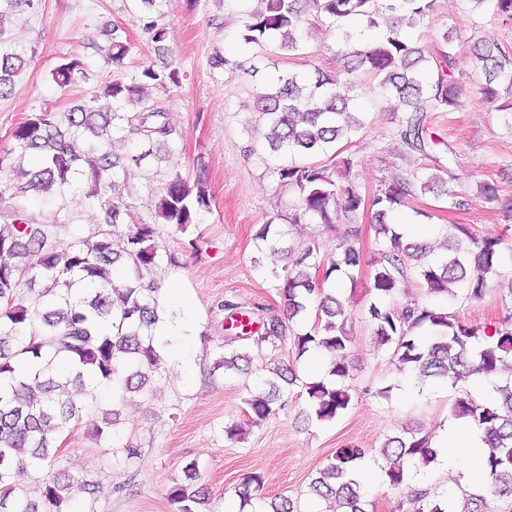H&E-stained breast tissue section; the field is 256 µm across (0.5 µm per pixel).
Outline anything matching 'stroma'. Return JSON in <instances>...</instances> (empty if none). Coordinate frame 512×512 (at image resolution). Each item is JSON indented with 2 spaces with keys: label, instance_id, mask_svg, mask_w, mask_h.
Instances as JSON below:
<instances>
[{
  "label": "stroma",
  "instance_id": "obj_1",
  "mask_svg": "<svg viewBox=\"0 0 512 512\" xmlns=\"http://www.w3.org/2000/svg\"><path fill=\"white\" fill-rule=\"evenodd\" d=\"M257 6V0H159L157 20L167 31L168 54L163 60L155 55L139 21L138 0H42L37 12L12 16L0 37L1 51L25 60L13 94L0 100V147H11L13 128L30 113L43 108L67 112L76 98L98 90L105 81L130 78L147 65L162 68L169 59L179 71V83L157 97L173 112L179 136L168 162L129 166L132 203L141 218L152 220L154 195L168 171L190 178L198 168L208 171L209 212L197 227L184 233L159 225L158 242L178 263L154 271L157 282L176 279L192 304L197 336L190 372L182 373L176 362L166 361L167 374L155 382L152 395L138 398L136 405L126 409L120 435L143 447L140 459L130 468L114 466L111 444L95 442L82 428L70 432L61 450L72 470L90 474L105 487L132 481L130 493L102 492L99 512H170L167 490L192 461L202 471L201 485L211 512H238V493L254 473L264 477L262 501L287 496L296 501L298 512H312L308 485L336 449L355 445L374 452L387 436L411 427L435 435L451 416V385H418L414 375L397 373L389 351L378 349L374 342L367 286L385 246L367 211L356 225L355 245L363 262L353 273L354 286L340 293L352 315L349 408L329 422L307 421L304 384L314 359L307 355L293 365L298 381L285 389V407L255 424L247 416L245 400L262 389L260 374L280 363V351L264 349L248 375L228 377L213 368L228 325L224 302L236 303L256 323L272 315L285 317L284 298L271 268L285 265L291 248L316 243L325 252L336 249V235L326 225L292 223L297 194L282 186L275 173L277 159L266 155L265 128L254 108V94L263 78L282 71L301 72L315 66L335 70L339 34L315 23L305 30V47L298 54L244 48L241 20ZM108 23L121 27L131 44L119 63L108 60L101 49V31ZM448 30L453 33L454 77L462 87V105L451 112L428 113L433 142L426 151L416 153L402 143L397 114L372 92L361 99L364 129L340 142L339 149L354 157L351 179L368 200L393 177L410 172L424 175L449 166L453 199L420 194L391 215L395 223L415 218L424 242L440 245L454 225L512 239V213L486 202L477 189L479 182L489 181L498 185L501 196L512 197V112H498L487 104L474 57L475 43L486 34L512 50V18L495 14L488 6L476 8L472 0H436L412 35L433 47ZM67 52L80 56L87 77L63 90L54 84L51 71ZM219 53L231 59H253L258 76L212 67L210 60ZM29 209L35 214L60 212L68 221L65 233L71 237L91 235L102 220L98 207L81 195L34 197ZM266 223L277 234L272 249L256 237ZM394 302L444 307L466 324L493 325L512 311V263L504 264L501 277L480 300L428 294L411 271ZM384 388L389 391L385 398L379 395ZM233 422L243 427V440L225 438L224 428ZM469 466L465 459L455 469L433 465L394 489L370 460L363 490L375 502V512H397L399 506L408 505L414 491L456 489ZM262 501L252 502L253 512H259Z\"/></svg>",
  "mask_w": 512,
  "mask_h": 512
}]
</instances>
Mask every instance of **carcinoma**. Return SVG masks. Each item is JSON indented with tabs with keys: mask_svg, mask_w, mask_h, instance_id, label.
<instances>
[{
	"mask_svg": "<svg viewBox=\"0 0 512 512\" xmlns=\"http://www.w3.org/2000/svg\"><path fill=\"white\" fill-rule=\"evenodd\" d=\"M142 22L151 34L154 49H165L167 32L153 16L157 0H140ZM263 7L244 13L242 40L259 48L300 52L305 25L310 18L338 27L342 47L337 51L341 68L335 72L314 69L279 75L257 95V111L268 126L267 149L288 160L276 168L278 179L298 193L299 224L308 218L340 232L336 251L323 252L313 244L290 253L292 267L284 269L282 296L288 319L315 310L313 326L287 336L277 318L261 329L246 328L234 311L223 304L240 331L225 337L224 353L213 370L248 374L250 355L238 352L245 343L257 351L266 345L289 346L298 360L311 351L332 356L328 378L305 384L308 419L331 421L352 401L346 381L350 378L348 350L351 343L348 312L334 286L360 266V251L349 243L352 223L365 198L349 181L352 157L334 151L364 127L355 101L358 84L346 76L358 70L376 80L379 93L402 112L400 138L413 152L428 145L427 113L457 109L460 88L452 78L456 60L452 35L445 32L431 50L406 36L404 29L419 25L429 16L434 0H260ZM38 0H0V37L5 21L18 11L34 12ZM366 21L381 31L368 50L352 45L349 21ZM107 56L120 62L130 47L116 25L105 30ZM481 90L485 99L498 104L499 86L507 83L512 99V53L490 36L476 42ZM20 56L0 52V99L10 97L14 77L22 69ZM77 55H68L51 72L53 82L65 88L85 76ZM178 84V70L149 65L129 81L111 79L88 98L74 102L60 116L45 108L33 112L14 127L11 139L21 155L34 160L33 168L17 171L15 150L0 149V174L9 176L0 187V512H69L73 497L87 495L85 512H97L100 482L59 466L62 433L85 425L96 440L116 438L117 407L147 394L162 374L163 347L168 340L155 333L159 321V287L150 277L161 255L156 222L170 224L185 233L209 210L207 175L199 169L194 180L179 171L168 172L154 201L155 222L141 220L129 202L124 181L128 162L149 159L168 161L177 123L173 113L146 94L150 87L167 89ZM134 140L137 155L119 152L118 146ZM444 169L425 178H394L370 204L377 235L389 243L368 287L372 334L378 347L391 350V363L399 372L409 370L421 381L451 383L477 375L486 379L488 392L480 399L459 389L451 406L456 419H466L483 431L489 448L481 462L485 484L478 492L414 493L413 512H512V374L500 376L506 360H512V313L500 326L488 331L468 326L444 308L415 304L397 307L392 299L413 269L431 294H454L463 289L470 300H480L492 280L501 276L504 239L478 236L456 225L445 238L442 252L404 237L398 225L389 223L395 208L417 192L437 198L448 196ZM480 194L497 201L498 189L484 182ZM58 191L82 192L98 203L101 228L88 237H62L67 220L28 214L32 195ZM501 201V200H499ZM512 211V199L501 201ZM124 226L127 232L115 233ZM21 364L36 366L38 380L30 385L16 374ZM264 380L269 390L245 399L258 420L268 418L281 402L284 386L297 376L284 362ZM105 384L115 388L112 407L94 405V392ZM142 448L128 440L112 449L127 461L141 456ZM439 449L431 438L406 428L389 436L378 452L377 465L389 486L403 485L420 467L437 461ZM367 460L366 450L338 448L308 486L309 495L331 505L330 512H369L358 468ZM47 470L32 493L16 491L15 475L24 468ZM201 472L196 462L187 464L182 476L168 488L172 512H199ZM263 476L247 477L242 503L259 491Z\"/></svg>",
	"mask_w": 512,
	"mask_h": 512,
	"instance_id": "obj_1",
	"label": "carcinoma"
}]
</instances>
